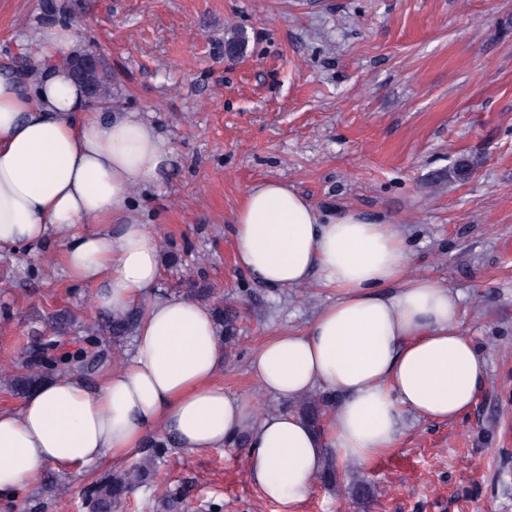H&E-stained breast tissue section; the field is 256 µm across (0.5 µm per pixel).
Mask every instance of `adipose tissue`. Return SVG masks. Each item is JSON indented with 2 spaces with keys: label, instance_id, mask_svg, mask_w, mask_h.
<instances>
[{
  "label": "adipose tissue",
  "instance_id": "ef3b65f1",
  "mask_svg": "<svg viewBox=\"0 0 512 512\" xmlns=\"http://www.w3.org/2000/svg\"><path fill=\"white\" fill-rule=\"evenodd\" d=\"M34 38L35 78L0 74V251L56 239L69 277L94 287L96 308L133 310L139 322L126 363L95 386L55 376L18 409H0V497L45 466L71 473L117 463L159 434L192 451L247 443L251 482L293 512L328 457L366 466L396 448L406 416L451 421L472 408L487 359L461 327L458 296L408 275L400 225L353 209L322 215L274 179L250 186L238 206L237 266L271 288L315 276L336 298L304 329L267 337L250 373L288 403L332 393L334 415L317 431L297 411L261 414L226 389L209 309L155 291L158 243L133 196L156 185L172 146L142 112L90 105L68 65L80 51L68 20Z\"/></svg>",
  "mask_w": 512,
  "mask_h": 512
}]
</instances>
